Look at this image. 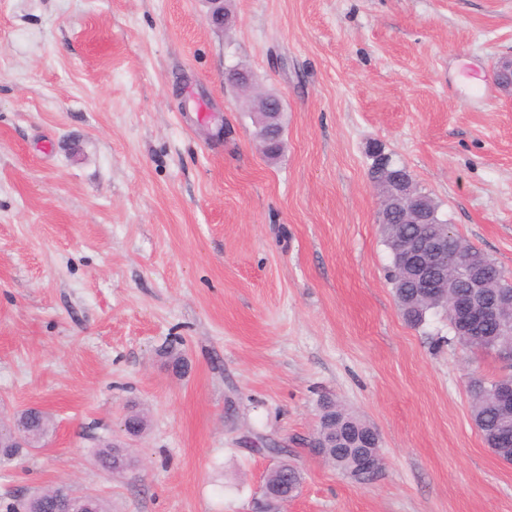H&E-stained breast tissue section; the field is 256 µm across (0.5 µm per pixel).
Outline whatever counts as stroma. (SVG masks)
Returning <instances> with one entry per match:
<instances>
[{"instance_id": "35a3bbf8", "label": "stroma", "mask_w": 512, "mask_h": 512, "mask_svg": "<svg viewBox=\"0 0 512 512\" xmlns=\"http://www.w3.org/2000/svg\"><path fill=\"white\" fill-rule=\"evenodd\" d=\"M229 9L219 30L208 0H0V415L53 420L0 464V507L69 483L112 512H252L264 440L299 455L288 512H512L470 417L503 365L446 314L404 322L367 156L512 271V0ZM234 67L283 100L277 158ZM324 397L379 430L372 482L305 448ZM113 436L121 476L95 457ZM17 418H20L28 433L39 436L41 439L49 434L53 426L51 418L40 411L29 412L26 410L22 416L19 415Z\"/></svg>"}]
</instances>
